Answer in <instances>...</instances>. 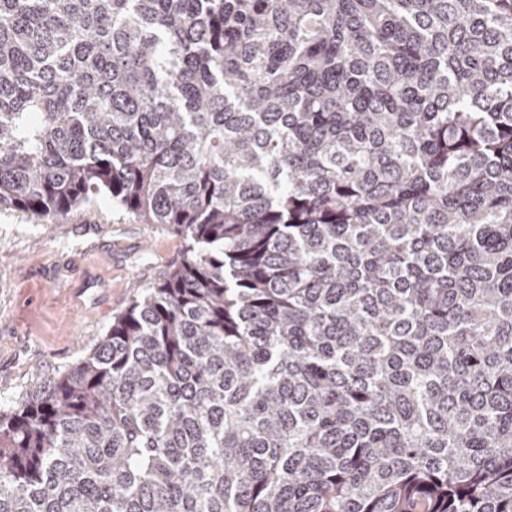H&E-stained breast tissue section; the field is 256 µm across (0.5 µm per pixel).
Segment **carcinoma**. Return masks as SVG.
<instances>
[{"instance_id": "cac0c4a2", "label": "carcinoma", "mask_w": 512, "mask_h": 512, "mask_svg": "<svg viewBox=\"0 0 512 512\" xmlns=\"http://www.w3.org/2000/svg\"><path fill=\"white\" fill-rule=\"evenodd\" d=\"M182 259L0 413V512H512V0H0V208Z\"/></svg>"}]
</instances>
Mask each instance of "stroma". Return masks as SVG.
<instances>
[{
  "label": "stroma",
  "mask_w": 512,
  "mask_h": 512,
  "mask_svg": "<svg viewBox=\"0 0 512 512\" xmlns=\"http://www.w3.org/2000/svg\"><path fill=\"white\" fill-rule=\"evenodd\" d=\"M182 239L108 194L50 222L0 209V411L72 366L138 287L178 264Z\"/></svg>",
  "instance_id": "1"
}]
</instances>
